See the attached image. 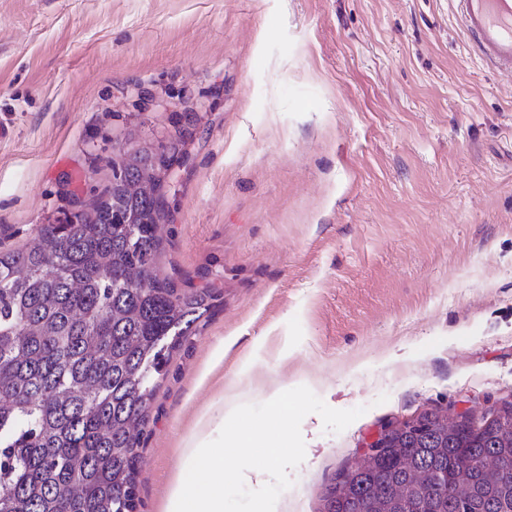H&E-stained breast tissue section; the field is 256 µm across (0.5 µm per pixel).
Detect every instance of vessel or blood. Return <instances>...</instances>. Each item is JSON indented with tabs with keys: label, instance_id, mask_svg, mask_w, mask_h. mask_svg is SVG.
Returning <instances> with one entry per match:
<instances>
[{
	"label": "vessel or blood",
	"instance_id": "1",
	"mask_svg": "<svg viewBox=\"0 0 512 512\" xmlns=\"http://www.w3.org/2000/svg\"><path fill=\"white\" fill-rule=\"evenodd\" d=\"M458 14L478 57L512 77V0H456Z\"/></svg>",
	"mask_w": 512,
	"mask_h": 512
}]
</instances>
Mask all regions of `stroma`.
<instances>
[{
	"instance_id": "obj_1",
	"label": "stroma",
	"mask_w": 512,
	"mask_h": 512,
	"mask_svg": "<svg viewBox=\"0 0 512 512\" xmlns=\"http://www.w3.org/2000/svg\"><path fill=\"white\" fill-rule=\"evenodd\" d=\"M0 121V250L100 195L129 129L179 144L160 269L217 296L158 382L137 512L203 410L232 433V392L288 451L225 449L224 512H320L386 426L512 404V79L454 0H0ZM266 401L269 421L282 430L288 427L295 405L288 401L278 388H273L267 393Z\"/></svg>"
}]
</instances>
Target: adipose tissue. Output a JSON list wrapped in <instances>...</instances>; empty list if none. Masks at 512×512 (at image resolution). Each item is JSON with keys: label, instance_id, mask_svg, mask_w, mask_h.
I'll return each instance as SVG.
<instances>
[{"label": "adipose tissue", "instance_id": "1", "mask_svg": "<svg viewBox=\"0 0 512 512\" xmlns=\"http://www.w3.org/2000/svg\"><path fill=\"white\" fill-rule=\"evenodd\" d=\"M208 419H201L197 429L184 445L181 463L173 476L163 512H224V473L226 463L223 448L213 446ZM233 447L242 451L257 449L254 471H261L279 461L286 452L280 441H262L259 430L237 429Z\"/></svg>", "mask_w": 512, "mask_h": 512}]
</instances>
